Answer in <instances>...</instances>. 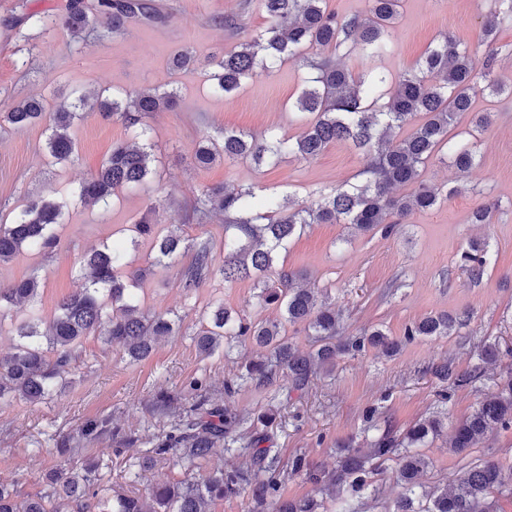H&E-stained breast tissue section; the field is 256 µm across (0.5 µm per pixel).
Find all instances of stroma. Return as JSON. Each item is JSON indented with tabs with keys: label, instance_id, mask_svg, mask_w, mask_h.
I'll list each match as a JSON object with an SVG mask.
<instances>
[{
	"label": "stroma",
	"instance_id": "1",
	"mask_svg": "<svg viewBox=\"0 0 512 512\" xmlns=\"http://www.w3.org/2000/svg\"><path fill=\"white\" fill-rule=\"evenodd\" d=\"M153 2L162 21L130 22L106 37H75L62 26L33 22L37 16L58 15L64 0H0L1 111L30 97L41 99L50 113L83 93L122 99L156 88L179 96L176 108L148 120L154 160L144 186L117 192L105 208L81 204L76 192L113 144L128 140L121 122L101 120L95 110L84 109L71 130L75 153L60 162L46 150V123L19 129L0 121V219L11 221L36 196L66 205L61 224L53 229L56 248L46 253L28 249L0 265V284L31 276L40 282L36 305H17L0 317V358L14 350L12 322L50 318L64 296L85 285L81 255L115 240L128 244L129 270L154 269L140 285L141 307L153 313L171 310L183 318L181 335L158 341L151 357L141 362L122 359L118 347L86 338L52 399L33 405L15 397L0 404V482L22 496L49 492V474L66 460L78 468L94 465L101 487L112 492L129 490L127 472L136 464L142 467V487L176 482L184 468L149 459L151 440L190 414L202 396L240 415L235 435L241 442L250 441L257 415L265 412L273 422L267 442L273 453L284 461L301 454L313 467L328 470L337 463L338 443L366 447L363 416L369 407H377L380 420L397 431L435 414L450 424L469 415L500 377L512 373V357L485 366L471 385L452 390L445 404L439 397L443 385L430 369L449 361L458 372L471 371L487 339L512 348V100L476 97L475 109L491 112L493 119L479 136L481 155L471 172H457L439 159L423 170L425 182L455 190L440 207L413 213L387 237L343 224H313L280 257L286 268L306 274L321 299L343 311L344 335L379 328L399 338L407 325L440 312L465 315V326L439 338H417L391 358L374 349L342 355L332 370L318 371L296 389L245 386L229 398L225 381L265 351L243 344L230 355L202 358L192 336L205 311L221 302L257 321L278 319V311L256 306L252 282L228 285L217 273L199 288L184 289L179 272L191 254L182 255L177 266L154 267L152 244L137 236L135 224L148 214L162 226L182 225L184 236L210 241L219 266L223 214L210 212L200 224L186 219L203 189L227 183L260 196L275 193L301 201L314 190L358 182L364 162L349 143L337 142L316 156H288L260 169L242 160L199 165L196 144L203 139L222 143L228 129L258 137L297 135L302 122L292 104L315 72L290 60L235 92L215 93L207 59L223 55L264 25L257 0ZM491 6L492 0H401L391 54L352 59L348 65L395 77L414 69L442 35L475 47ZM224 16L236 20L237 29L218 26ZM186 48L195 52L197 65L172 70L171 56ZM488 202L494 205L489 223H468L470 211ZM474 240L488 250V264L477 281L461 259ZM197 378L204 381V393L191 387ZM161 387L169 395L164 406L155 399ZM450 437L443 432L425 448L431 460L422 477L426 485L451 481L487 460L512 469V427L490 430L478 447L463 453L451 451ZM66 448L71 451L67 457L62 454Z\"/></svg>",
	"mask_w": 512,
	"mask_h": 512
}]
</instances>
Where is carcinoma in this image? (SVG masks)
Here are the masks:
<instances>
[{"instance_id": "obj_1", "label": "carcinoma", "mask_w": 512, "mask_h": 512, "mask_svg": "<svg viewBox=\"0 0 512 512\" xmlns=\"http://www.w3.org/2000/svg\"><path fill=\"white\" fill-rule=\"evenodd\" d=\"M368 14L342 16L329 9L328 0H260L266 24L248 35L224 55L214 56L217 89L230 93L259 72L272 73L283 62L295 59L316 71L311 84L302 89L293 110L304 117L301 131L293 137L260 141L243 131H224L222 144L201 143L194 157L206 165L218 159L249 160L256 166L270 165L286 155L303 158L321 153L328 144L348 142L362 155L364 180L320 189L311 199L297 205L274 195L256 201L251 188L218 185L206 189L196 212L224 213V261L219 268L224 282L251 279L256 301L261 307L280 311L275 321H254L217 304L204 317L205 324L194 336L204 358L229 353L246 341L267 350L265 358L254 361L224 386L232 395L245 385L262 387L279 380L296 387L304 385L319 368H329L342 354L361 353L376 347L388 356L397 354L402 343L420 336H446L461 318L447 313L429 315L405 328L403 339L389 338L380 330L348 336L336 341L342 311L332 303H320L312 288H298L297 271L278 265L280 252L289 241L311 224H347L360 232L391 233L395 226L415 211L431 210L442 200V190L420 182L422 169L448 149L452 164L460 171L471 169L478 159L475 142L451 143L450 130L467 116L483 129L491 124V114L473 111L477 95L512 97V83L496 74L498 48L495 46L499 20L512 18V0H495L494 13L483 19L480 44L484 53L458 44L446 35L430 48L414 71L397 78L384 72H356L331 59L314 60L309 51L334 50L344 55L359 54L382 58L392 51L391 29L399 14L400 0H370ZM162 18L149 0H67L54 23L80 33L103 29L113 32L132 19L154 22ZM99 117L119 120L140 146L124 142L112 145V153L80 187L85 203L109 205L117 190H137L151 173L152 145L146 142L147 117L152 112L177 106L173 93L143 89L129 101L114 99L97 102ZM78 104L62 107L50 115L46 149L58 161L71 158L74 141L71 129L77 119ZM43 117V105L29 98L0 119L24 127ZM410 131L403 137L398 131ZM417 185L410 195H396L394 188ZM66 203L43 196L32 198L9 223L0 220V263L12 260L22 249L49 251L56 243L51 232L60 223ZM137 233L148 237L156 249L155 264L168 267L181 251H194L192 263L182 271L183 287H198L211 273L213 255L207 241L191 242L176 228L163 232L144 222ZM126 249L114 244L93 250L83 258L89 271L90 287L63 298L49 321L28 318L14 325L18 343L14 352L0 359V401L19 397L31 404L47 400L55 390L75 350L87 336L122 348L131 362L147 359L157 340L181 328L178 315L151 314L141 309L139 283L150 274L144 269L127 272ZM472 279L482 278L487 265L486 252L479 244L470 245L464 255ZM39 281L32 277L0 284V311L21 302L37 300ZM302 325L315 337L317 346L304 352L288 340L286 327ZM54 357H49V353ZM442 383L457 388L470 385L478 372L460 373L450 362L432 369ZM200 399L195 413L153 443L150 452L169 459L185 469V477L175 483L152 486L142 494L114 495L103 501L102 512H212V505L224 499L240 498L251 492V499L267 504L272 512H329L317 496L289 500L282 492L285 480L280 457L260 444L267 436L259 434L249 446L250 465L206 474L195 471L208 460L213 449L237 442L232 432L240 417L227 407H205ZM366 430L376 431L367 448L341 444L344 452L333 471L313 468L305 457L295 456L290 473L304 475L326 490L343 488L350 497L376 491V476L388 461H396L393 477L401 492L392 512H492L489 498L495 493L512 494V470L487 461L462 473L453 485L438 484L421 493L420 476L430 461L419 449L439 436L444 428L440 417L424 419L398 433L380 426L376 410L366 412ZM497 425L512 426V375L497 384L466 419L456 423L450 448L458 453L476 447L486 431ZM266 474V480L251 486L252 468ZM48 496L20 497L0 484V512H91L98 497L97 478L89 467L81 471L59 468L50 477Z\"/></svg>"}]
</instances>
